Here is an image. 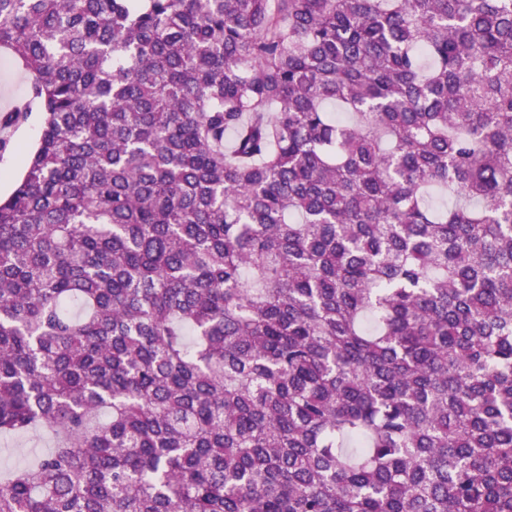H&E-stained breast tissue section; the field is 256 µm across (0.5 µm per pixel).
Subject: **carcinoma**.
Returning <instances> with one entry per match:
<instances>
[{
    "label": "carcinoma",
    "instance_id": "obj_1",
    "mask_svg": "<svg viewBox=\"0 0 512 512\" xmlns=\"http://www.w3.org/2000/svg\"><path fill=\"white\" fill-rule=\"evenodd\" d=\"M1 54L0 437L57 443L0 512H512V0H0ZM27 79L20 71L13 68L8 58L0 56V109L16 104L26 94ZM38 128V119L34 116L28 124L0 129V140L4 138L9 142V151L0 159L1 195L12 190L22 172L29 150L37 142Z\"/></svg>",
    "mask_w": 512,
    "mask_h": 512
}]
</instances>
